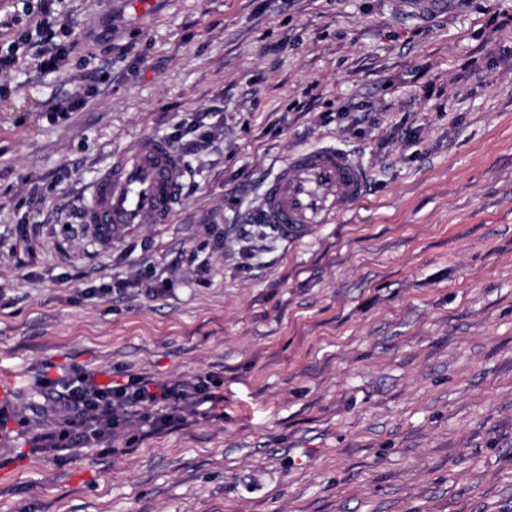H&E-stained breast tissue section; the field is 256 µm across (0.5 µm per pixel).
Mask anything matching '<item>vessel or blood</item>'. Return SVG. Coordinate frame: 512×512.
Masks as SVG:
<instances>
[{"mask_svg":"<svg viewBox=\"0 0 512 512\" xmlns=\"http://www.w3.org/2000/svg\"><path fill=\"white\" fill-rule=\"evenodd\" d=\"M181 167L172 146L144 136L115 158L93 184L83 221L98 238L117 241L146 223H169L180 201ZM367 177L344 150H302L288 156L268 182L257 222L299 241L320 224L361 203Z\"/></svg>","mask_w":512,"mask_h":512,"instance_id":"vessel-or-blood-1","label":"vessel or blood"}]
</instances>
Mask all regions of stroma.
<instances>
[{"label": "stroma", "instance_id": "obj_1", "mask_svg": "<svg viewBox=\"0 0 512 512\" xmlns=\"http://www.w3.org/2000/svg\"><path fill=\"white\" fill-rule=\"evenodd\" d=\"M54 9L62 70L0 74V512H512V0ZM177 130L170 222L99 240L92 183ZM329 145L366 199L300 243L256 223ZM75 368L220 386L182 427L31 453L38 379Z\"/></svg>", "mask_w": 512, "mask_h": 512}]
</instances>
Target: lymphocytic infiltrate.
Masks as SVG:
<instances>
[{
	"label": "lymphocytic infiltrate",
	"mask_w": 512,
	"mask_h": 512,
	"mask_svg": "<svg viewBox=\"0 0 512 512\" xmlns=\"http://www.w3.org/2000/svg\"><path fill=\"white\" fill-rule=\"evenodd\" d=\"M46 2L22 0L23 13L36 21L7 48H0L1 74L13 68L21 51L29 53L36 69L49 74L62 69L70 45L60 41L57 20ZM213 383L209 376L169 384L131 374L124 382L107 385L97 384L93 374L82 371L72 377L45 376L38 386L46 407L60 414L61 425L59 430L36 435L33 442L37 449L63 452L82 442H105L135 420L160 432L183 420L188 408L211 400Z\"/></svg>",
	"instance_id": "f902f5d3"
}]
</instances>
